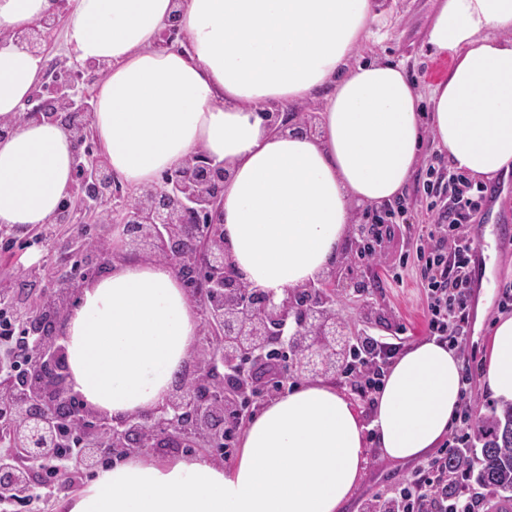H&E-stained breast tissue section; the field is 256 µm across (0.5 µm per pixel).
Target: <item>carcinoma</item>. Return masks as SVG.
<instances>
[{
	"label": "carcinoma",
	"instance_id": "cac0c4a2",
	"mask_svg": "<svg viewBox=\"0 0 512 512\" xmlns=\"http://www.w3.org/2000/svg\"><path fill=\"white\" fill-rule=\"evenodd\" d=\"M479 441L480 456L473 457L464 451L454 457V465L473 471L479 466L477 479L491 488L503 501H512V403L481 420Z\"/></svg>",
	"mask_w": 512,
	"mask_h": 512
}]
</instances>
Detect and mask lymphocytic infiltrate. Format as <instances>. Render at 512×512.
I'll return each mask as SVG.
<instances>
[{
    "label": "lymphocytic infiltrate",
    "mask_w": 512,
    "mask_h": 512,
    "mask_svg": "<svg viewBox=\"0 0 512 512\" xmlns=\"http://www.w3.org/2000/svg\"><path fill=\"white\" fill-rule=\"evenodd\" d=\"M428 199L431 221L416 225L418 241L415 263L423 271L422 287L427 301L426 334L450 349L464 351L469 329V301L472 239L468 226L482 208L483 190L472 189L467 178L454 171L430 169L422 183ZM407 212L405 200H398L373 214L365 225L360 261L378 265L383 242L389 239L400 218ZM55 293H63L83 281L81 264L97 252L94 240L78 235L66 248ZM405 339L361 331L353 336L350 354L340 373V381L354 388L365 407H373L389 366L401 354ZM30 356L24 320L16 303L0 293V377L16 380L15 399L26 393ZM476 368L466 364L462 384L459 425L450 433L436 455L420 462L390 493L373 495L365 512H490L491 491L469 484L464 470L449 468L448 461L470 439L474 401L469 388ZM59 448L50 459L41 461V475L25 494L0 499V512H39L51 502L57 479L69 460L83 446V437L70 425H63Z\"/></svg>",
    "instance_id": "1"
}]
</instances>
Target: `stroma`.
I'll return each mask as SVG.
<instances>
[{
    "mask_svg": "<svg viewBox=\"0 0 512 512\" xmlns=\"http://www.w3.org/2000/svg\"><path fill=\"white\" fill-rule=\"evenodd\" d=\"M389 10L385 23L372 27L373 34L363 54L386 58L403 64L421 96H429L432 85L447 74L449 59L429 56L425 46L427 30L436 7V0H384ZM448 156L438 150L432 141H425L419 165L405 193L409 203L406 221L425 224L429 221L427 202L420 192L429 167L444 168ZM416 240L408 232L396 230L382 246L380 265L366 267L359 263V244L346 240L336 261L338 268L347 270L357 281L381 276L383 285L356 294L344 290L336 292V313L352 331L367 329L378 334L404 333L408 343L426 338V301L420 284V270L410 265L403 271L402 281L385 278L386 267L398 264L400 256L413 252ZM493 284L491 290L477 288L474 308L470 315V333L465 341L467 355L483 359L486 340L494 319L503 312L501 291L512 282V241H494ZM44 266L47 276H57L59 267L55 258L46 255L31 234L20 233L9 252L0 253V282L12 289L16 299L34 307L40 302L41 289L28 285L17 276L18 268ZM415 461L400 462L385 458L378 448H371L369 463L353 496L349 512H361L366 499L376 493L390 492L410 475Z\"/></svg>",
    "mask_w": 512,
    "mask_h": 512,
    "instance_id": "obj_1",
    "label": "stroma"
}]
</instances>
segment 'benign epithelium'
<instances>
[{"label":"benign epithelium","mask_w":512,"mask_h":512,"mask_svg":"<svg viewBox=\"0 0 512 512\" xmlns=\"http://www.w3.org/2000/svg\"><path fill=\"white\" fill-rule=\"evenodd\" d=\"M60 15L57 10L44 16L16 34L14 41L43 55V42ZM178 40L184 36L172 20L161 33L158 47L171 48ZM109 69L105 62L87 61L64 71L96 77ZM86 99L82 85L56 76L42 81L20 120L57 123L80 146L91 125ZM266 117L273 134L288 129L315 133V113L278 105ZM104 171L112 172L104 157L77 153L75 195L64 200L50 222L72 224L78 213L109 224L119 230V243L110 236L101 239L102 261L158 259L169 264L185 285L197 284L190 292L203 316L202 341L161 406L119 419L84 402L72 412L69 404L76 394L64 327L79 288L66 292L63 305L32 312L27 320L28 346L42 369L29 380L25 401L13 403L11 432L16 452L27 463L14 462L12 455L0 457V497L21 492L34 482L38 463L59 447V420L79 427L84 437L78 469L60 478V488L65 489L81 469L95 467L106 455L177 454L183 444L190 447L197 440L219 438L224 433L220 419L243 393L262 392L274 377L334 376L350 349L352 332L336 318V287L352 288L354 283L340 281L336 269L286 291L281 298L253 287L235 270L224 252L222 201L228 177L224 163L199 151L165 172L161 184L132 196L117 179L110 183L103 179ZM90 199H108L111 207L93 213L86 209ZM279 353L290 355L284 369L272 360ZM245 360L251 363L250 376L240 379L236 370Z\"/></svg>","instance_id":"1"}]
</instances>
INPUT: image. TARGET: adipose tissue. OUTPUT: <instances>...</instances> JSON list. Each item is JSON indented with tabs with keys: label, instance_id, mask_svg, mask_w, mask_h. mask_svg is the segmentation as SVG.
<instances>
[{
	"label": "adipose tissue",
	"instance_id": "adipose-tissue-1",
	"mask_svg": "<svg viewBox=\"0 0 512 512\" xmlns=\"http://www.w3.org/2000/svg\"><path fill=\"white\" fill-rule=\"evenodd\" d=\"M379 0H74L66 45L110 70L92 127L130 189L203 150L226 163L224 248L250 284L283 294L326 272L358 205L406 191L424 132L451 167L480 179L512 168V0H437L426 42L451 60L421 98L401 64L361 59ZM51 0H0V119L30 98L42 60L11 40ZM179 15L185 50L157 48ZM322 104L317 135L269 133L278 105ZM430 123H423V116ZM76 149L58 124L31 120L0 140V227L47 223L72 187ZM201 315L163 262L113 267L83 285L66 322L74 391L122 417L164 403ZM493 397L512 402V316L486 346ZM461 365L436 341L391 365L371 421L330 382L306 379L245 427L231 466L205 457L97 471L65 512H346L369 462L427 455L448 432Z\"/></svg>",
	"mask_w": 512,
	"mask_h": 512
}]
</instances>
